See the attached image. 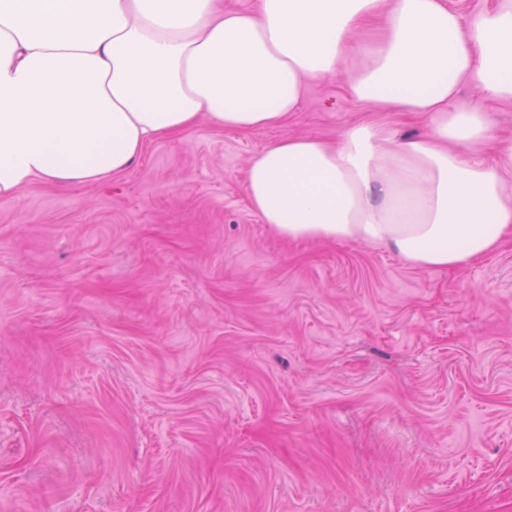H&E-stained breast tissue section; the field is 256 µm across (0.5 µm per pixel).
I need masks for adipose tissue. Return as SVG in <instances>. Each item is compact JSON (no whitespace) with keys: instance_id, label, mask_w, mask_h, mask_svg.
<instances>
[{"instance_id":"ef3b65f1","label":"adipose tissue","mask_w":512,"mask_h":512,"mask_svg":"<svg viewBox=\"0 0 512 512\" xmlns=\"http://www.w3.org/2000/svg\"><path fill=\"white\" fill-rule=\"evenodd\" d=\"M417 112L429 134L378 122L338 144L287 137L252 159L246 192L276 236L362 240L410 265L456 268L512 233V147L498 151L462 85L512 102V0L463 21L448 0H0V199L34 180L103 181L157 138L256 132L297 111L309 81Z\"/></svg>"}]
</instances>
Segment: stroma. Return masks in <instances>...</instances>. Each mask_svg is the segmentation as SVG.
Listing matches in <instances>:
<instances>
[{"label":"stroma","instance_id":"stroma-1","mask_svg":"<svg viewBox=\"0 0 512 512\" xmlns=\"http://www.w3.org/2000/svg\"><path fill=\"white\" fill-rule=\"evenodd\" d=\"M459 102L512 143V102ZM367 120L430 130L320 79L276 127L0 200V512H512V235L418 268L247 197L262 149Z\"/></svg>","mask_w":512,"mask_h":512}]
</instances>
